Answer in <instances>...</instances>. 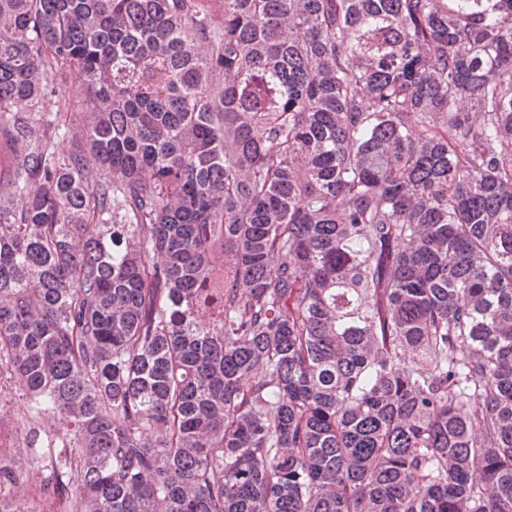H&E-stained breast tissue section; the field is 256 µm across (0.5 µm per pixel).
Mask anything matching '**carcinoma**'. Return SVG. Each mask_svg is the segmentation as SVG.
I'll return each instance as SVG.
<instances>
[{"label": "carcinoma", "instance_id": "cac0c4a2", "mask_svg": "<svg viewBox=\"0 0 512 512\" xmlns=\"http://www.w3.org/2000/svg\"><path fill=\"white\" fill-rule=\"evenodd\" d=\"M2 151L0 512H512V0H0ZM24 403L14 389L5 382L0 393V420L2 419L1 442L3 447H11L15 443V422L23 415Z\"/></svg>", "mask_w": 512, "mask_h": 512}]
</instances>
